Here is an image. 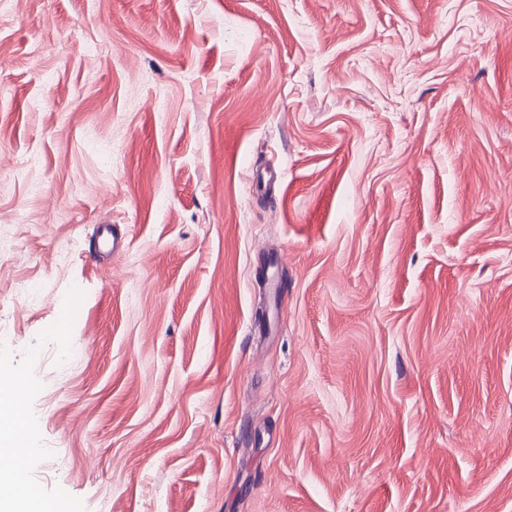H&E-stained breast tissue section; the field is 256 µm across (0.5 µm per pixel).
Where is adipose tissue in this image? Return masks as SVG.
Returning a JSON list of instances; mask_svg holds the SVG:
<instances>
[{"label": "adipose tissue", "instance_id": "obj_1", "mask_svg": "<svg viewBox=\"0 0 512 512\" xmlns=\"http://www.w3.org/2000/svg\"><path fill=\"white\" fill-rule=\"evenodd\" d=\"M24 396L10 381L0 382V512H55L52 503L25 485L16 459L32 457L36 448L24 433Z\"/></svg>", "mask_w": 512, "mask_h": 512}]
</instances>
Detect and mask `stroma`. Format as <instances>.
I'll list each match as a JSON object with an SVG mask.
<instances>
[{
	"label": "stroma",
	"mask_w": 512,
	"mask_h": 512,
	"mask_svg": "<svg viewBox=\"0 0 512 512\" xmlns=\"http://www.w3.org/2000/svg\"><path fill=\"white\" fill-rule=\"evenodd\" d=\"M0 251L59 512H512V0H0Z\"/></svg>",
	"instance_id": "obj_1"
}]
</instances>
